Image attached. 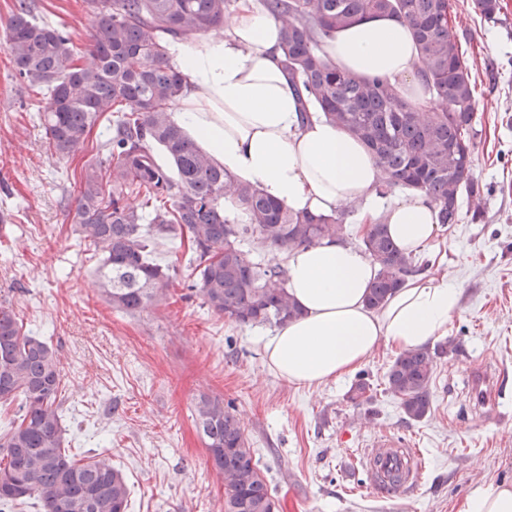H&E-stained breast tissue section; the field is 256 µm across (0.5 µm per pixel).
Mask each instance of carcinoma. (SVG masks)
<instances>
[{"label": "carcinoma", "mask_w": 512, "mask_h": 512, "mask_svg": "<svg viewBox=\"0 0 512 512\" xmlns=\"http://www.w3.org/2000/svg\"><path fill=\"white\" fill-rule=\"evenodd\" d=\"M281 22L285 70L297 87L301 117L316 112L361 140L381 172L382 192H424L442 224L460 220L463 200L482 215L473 176L475 78L455 32L450 0H264ZM94 22L80 48L66 33L36 19L18 0L4 45L20 79L43 91L38 112L48 147L70 157L91 148L75 182V232L100 255L102 294L113 308L136 313L168 301L170 268L154 262L161 239H177L192 256L203 305L239 325L282 326L302 315L288 294L279 263L250 260L241 245L294 249L336 237L345 214L295 213L224 171L174 119L184 75L170 64L166 44L224 24L229 0H84ZM409 23L431 116L402 98L387 79L359 78L328 64L320 43L364 18ZM110 115L109 138L94 128ZM159 148L171 166L160 164ZM141 198L140 206L126 197ZM230 199L246 214L233 224ZM378 267L366 298L380 309L406 279L421 271L384 224L362 238ZM453 342L399 353L386 391L405 419L432 409L436 358ZM61 362L46 341L29 336L11 304L0 301V401L20 400L14 425L0 435V512L38 502L43 512H128L129 487L109 458L76 460L65 448ZM192 416L224 484L225 512H274L259 460L236 416L219 396L195 400Z\"/></svg>", "instance_id": "carcinoma-1"}]
</instances>
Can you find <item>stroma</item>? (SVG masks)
Masks as SVG:
<instances>
[{"mask_svg": "<svg viewBox=\"0 0 512 512\" xmlns=\"http://www.w3.org/2000/svg\"><path fill=\"white\" fill-rule=\"evenodd\" d=\"M499 2L488 20L473 0H451L456 32L473 54L474 177L485 214L475 221L462 213L420 257L439 259L438 276L462 290L448 324L459 348L437 361L431 414L410 423L385 389L395 349L380 346L340 380L293 386L264 356L262 340L274 328L208 310L178 242L159 241L154 254L174 270L168 305L135 315L113 309L94 285L98 256L73 231L74 182L88 154L52 153L39 95L0 46V301L57 351L68 446L80 459L110 457L134 512H224V488L190 411L202 394L231 402L275 512H463L485 484H512V0ZM29 3L87 44L92 18L83 0ZM481 364L500 376L490 416L469 379ZM362 377L368 402L352 398ZM384 435L424 458L411 492L384 497L369 488L359 458Z\"/></svg>", "mask_w": 512, "mask_h": 512, "instance_id": "stroma-1", "label": "stroma"}]
</instances>
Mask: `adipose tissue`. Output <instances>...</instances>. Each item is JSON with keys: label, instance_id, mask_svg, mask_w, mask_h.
<instances>
[{"label": "adipose tissue", "instance_id": "ef3b65f1", "mask_svg": "<svg viewBox=\"0 0 512 512\" xmlns=\"http://www.w3.org/2000/svg\"><path fill=\"white\" fill-rule=\"evenodd\" d=\"M281 23L259 0H236L229 25L192 41H170L184 77L176 121L236 180L294 211L332 214L358 208V226L383 223L408 255L436 239L438 205L406 189L385 198L368 148L323 118L301 120L294 84L283 66ZM325 59L345 73L383 77L409 99L423 82L411 29L372 17L336 32ZM289 294L301 317L282 325L263 349L273 370L305 388L354 372L380 345L422 346L448 330L461 290L419 275L381 311L366 305L377 268L363 249L337 240L285 252Z\"/></svg>", "mask_w": 512, "mask_h": 512}]
</instances>
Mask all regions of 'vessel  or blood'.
Returning a JSON list of instances; mask_svg holds the SVG:
<instances>
[{
    "instance_id": "obj_1",
    "label": "vessel or blood",
    "mask_w": 512,
    "mask_h": 512,
    "mask_svg": "<svg viewBox=\"0 0 512 512\" xmlns=\"http://www.w3.org/2000/svg\"><path fill=\"white\" fill-rule=\"evenodd\" d=\"M364 462L371 488L386 495L413 487L422 470L419 449L399 447L387 437L374 440Z\"/></svg>"
}]
</instances>
